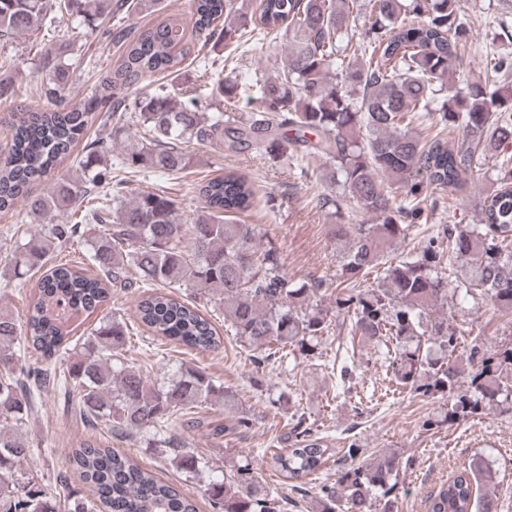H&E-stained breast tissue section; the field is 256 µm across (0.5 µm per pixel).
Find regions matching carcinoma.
Listing matches in <instances>:
<instances>
[{
    "label": "carcinoma",
    "instance_id": "carcinoma-1",
    "mask_svg": "<svg viewBox=\"0 0 512 512\" xmlns=\"http://www.w3.org/2000/svg\"><path fill=\"white\" fill-rule=\"evenodd\" d=\"M163 10L162 0H0V40L50 27L56 17H83L99 37L123 49L98 94L73 101L70 74L92 69L90 58L69 54L60 40L46 81L30 93L40 110L7 115L12 145L0 160V210L23 201L46 221L39 233L17 236L8 271L21 278L43 271L21 320L0 307V512H197L195 499L158 478L100 438H86L69 453L74 479L93 497L58 502L47 484L23 465L33 458L30 419L42 396L55 390L75 398L74 410L94 427L139 437L161 448L185 475L202 484L215 512H284L250 464L224 475L171 434L184 419L214 442L252 428L236 408V392L202 368L179 363L152 379L127 355V319L104 315L91 336L73 344L72 321L105 307L112 291L137 295L136 330L184 353H215L224 337L201 303L172 293L186 286L223 305L224 327L252 348L255 369L315 355L323 336L356 337L381 349L387 368L409 393L446 400L422 421L425 430L491 411L512 415V347L474 340L463 355L450 322L448 291L512 315V178L501 177L479 197L480 223L440 224L418 251L392 257L419 221L427 195L464 190L476 160L512 148V54H494L491 78L460 82L458 47L466 27L459 0H192V29L178 14L139 29L132 13ZM284 41L282 66L253 83L207 80V96L230 107L256 103L248 118L198 105V89L143 93L129 99L146 75L177 79L192 54L228 48L224 62L237 69L248 49ZM443 95L440 107L430 105ZM112 126L113 145L86 142V159L49 191L31 186L60 166L94 122ZM195 141L218 151L255 149L286 159L311 181L327 178L319 208L330 225L339 258L335 310L321 305L325 281H292L280 247L262 241L261 227L242 217L255 210L256 181L237 170L190 183L201 205L184 219L175 196L133 186L148 174H180ZM406 189L399 202L395 190ZM359 214L342 224L344 206ZM82 208L80 222L56 221ZM82 243V256L53 262V253ZM464 270L460 284L448 265ZM376 273V282L361 280ZM40 355L29 363L25 350ZM357 375L345 356L336 380ZM467 388L459 390L462 376ZM230 413L225 421L208 411ZM289 444L270 454L268 467L288 481L316 473L336 449L303 416L287 420ZM352 442L336 459V479L311 498L313 512H395L401 453L385 449L358 465ZM497 470L483 455L471 460L427 497V512H499Z\"/></svg>",
    "mask_w": 512,
    "mask_h": 512
}]
</instances>
